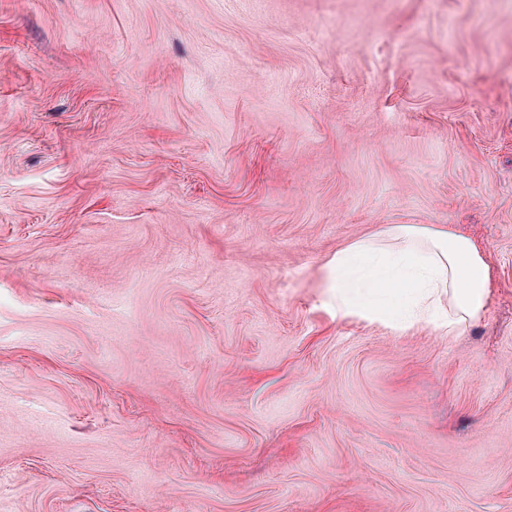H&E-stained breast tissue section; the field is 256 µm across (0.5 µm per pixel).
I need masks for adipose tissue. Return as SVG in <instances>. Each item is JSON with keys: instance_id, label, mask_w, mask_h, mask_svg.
<instances>
[{"instance_id": "1", "label": "adipose tissue", "mask_w": 512, "mask_h": 512, "mask_svg": "<svg viewBox=\"0 0 512 512\" xmlns=\"http://www.w3.org/2000/svg\"><path fill=\"white\" fill-rule=\"evenodd\" d=\"M327 269L338 311L451 336L483 313L490 279L482 249L453 224L390 225L337 251Z\"/></svg>"}]
</instances>
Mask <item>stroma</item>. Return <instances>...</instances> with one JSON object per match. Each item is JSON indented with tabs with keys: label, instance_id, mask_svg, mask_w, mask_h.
<instances>
[{
	"label": "stroma",
	"instance_id": "1",
	"mask_svg": "<svg viewBox=\"0 0 512 512\" xmlns=\"http://www.w3.org/2000/svg\"><path fill=\"white\" fill-rule=\"evenodd\" d=\"M390 224L478 321L337 314ZM0 512H512V0H0ZM381 235L327 263L337 311L393 330L430 325L448 336L480 317L489 266L468 234L455 224H392Z\"/></svg>",
	"mask_w": 512,
	"mask_h": 512
}]
</instances>
